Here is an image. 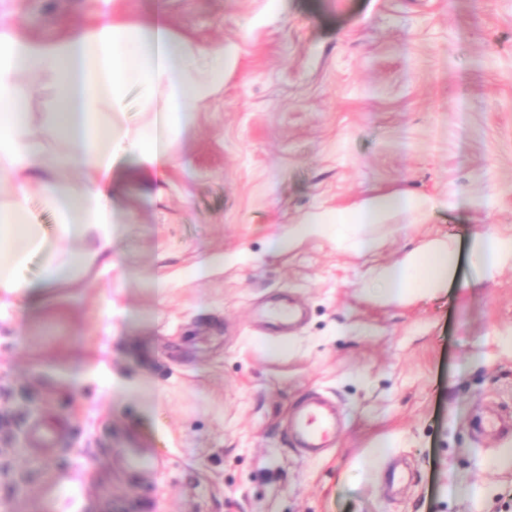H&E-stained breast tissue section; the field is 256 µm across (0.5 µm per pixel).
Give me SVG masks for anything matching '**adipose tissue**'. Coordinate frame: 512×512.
Masks as SVG:
<instances>
[{
    "mask_svg": "<svg viewBox=\"0 0 512 512\" xmlns=\"http://www.w3.org/2000/svg\"><path fill=\"white\" fill-rule=\"evenodd\" d=\"M237 59L235 48L205 45L172 33L163 16L134 23L107 21L50 41L0 36V186L11 189L0 205V307L32 293L37 284L71 280L82 260L47 264L40 282L21 274L30 257L54 248L41 225L27 219L31 189L55 211L58 238L97 233L99 252L112 244V211L107 201L119 157L137 155L157 183L172 164L173 134L188 128L198 104L224 83ZM140 92L149 122L131 128L123 118L129 88ZM44 95L59 104L49 113L43 135L34 134L27 104ZM111 107L103 116L102 107ZM67 142V151L48 153L46 139ZM77 168L80 183H61L59 171ZM433 199L413 193L375 195L351 208L293 225L273 241L284 252L313 235L344 236L350 226L379 224L400 213L427 215ZM454 243L437 241L405 253L379 268L377 281L387 300L439 287L445 280Z\"/></svg>",
    "mask_w": 512,
    "mask_h": 512,
    "instance_id": "obj_1",
    "label": "adipose tissue"
}]
</instances>
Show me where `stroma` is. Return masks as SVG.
Here are the masks:
<instances>
[{
	"instance_id": "35a3bbf8",
	"label": "stroma",
	"mask_w": 512,
	"mask_h": 512,
	"mask_svg": "<svg viewBox=\"0 0 512 512\" xmlns=\"http://www.w3.org/2000/svg\"><path fill=\"white\" fill-rule=\"evenodd\" d=\"M164 12L238 49L176 137L164 198L135 155L112 171V266L0 309V512H512V263L481 285L475 236L512 238V0H0L40 40ZM438 200L283 253L305 218L384 193ZM435 239L442 288L400 302L375 269ZM336 405L313 455L294 405ZM54 421L61 451L30 450ZM135 448L160 455L135 473ZM44 496L50 503L64 501L66 512H90L86 482L70 477L66 471L57 473L46 486Z\"/></svg>"
}]
</instances>
